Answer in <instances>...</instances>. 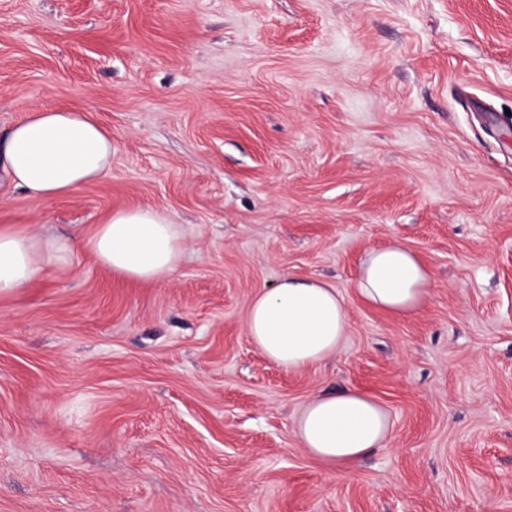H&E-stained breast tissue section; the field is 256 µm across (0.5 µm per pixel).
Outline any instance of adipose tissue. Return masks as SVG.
<instances>
[{"instance_id":"obj_1","label":"adipose tissue","mask_w":512,"mask_h":512,"mask_svg":"<svg viewBox=\"0 0 512 512\" xmlns=\"http://www.w3.org/2000/svg\"><path fill=\"white\" fill-rule=\"evenodd\" d=\"M111 172L112 133L91 113L43 106L0 135V189L53 200ZM82 253L123 278L158 282L176 273L185 242L180 225L151 207L114 212L87 237L1 228L0 296L21 291L47 269L70 267ZM430 286L429 269L397 241L369 250L356 279L364 300L398 316L420 310ZM245 328L269 360L297 371L336 353L347 334L348 311L333 284L287 276L253 296ZM295 431L327 472L341 474L386 445L392 421L360 390H321L305 403Z\"/></svg>"}]
</instances>
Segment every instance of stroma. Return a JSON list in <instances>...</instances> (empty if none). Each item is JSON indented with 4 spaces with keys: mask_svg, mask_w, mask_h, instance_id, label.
Here are the masks:
<instances>
[{
    "mask_svg": "<svg viewBox=\"0 0 512 512\" xmlns=\"http://www.w3.org/2000/svg\"><path fill=\"white\" fill-rule=\"evenodd\" d=\"M50 104L112 131V174L0 225L180 224L169 280L90 254L0 296V512H512V0H0V128ZM431 270L407 317L364 253ZM286 276L344 296L335 355L245 330ZM393 433L347 475L301 447L313 393ZM430 286L429 269L398 241L369 250L356 279L357 291L364 300L397 316L420 310Z\"/></svg>",
    "mask_w": 512,
    "mask_h": 512,
    "instance_id": "stroma-1",
    "label": "stroma"
}]
</instances>
